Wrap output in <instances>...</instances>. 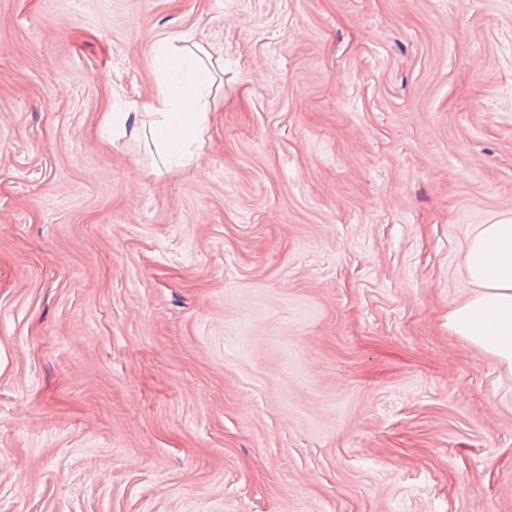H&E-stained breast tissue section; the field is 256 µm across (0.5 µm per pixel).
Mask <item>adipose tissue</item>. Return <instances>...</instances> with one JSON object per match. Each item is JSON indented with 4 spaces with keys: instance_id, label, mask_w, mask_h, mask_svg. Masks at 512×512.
Masks as SVG:
<instances>
[{
    "instance_id": "1",
    "label": "adipose tissue",
    "mask_w": 512,
    "mask_h": 512,
    "mask_svg": "<svg viewBox=\"0 0 512 512\" xmlns=\"http://www.w3.org/2000/svg\"><path fill=\"white\" fill-rule=\"evenodd\" d=\"M168 80L151 109L159 119L153 132L164 148V162L180 166L188 147L206 127L205 91L215 82L210 53L165 37L154 44ZM461 265L472 286L467 300L448 314V326L494 357L512 374V217L483 224L469 236Z\"/></svg>"
}]
</instances>
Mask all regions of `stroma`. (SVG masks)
<instances>
[{
	"instance_id": "1",
	"label": "stroma",
	"mask_w": 512,
	"mask_h": 512,
	"mask_svg": "<svg viewBox=\"0 0 512 512\" xmlns=\"http://www.w3.org/2000/svg\"><path fill=\"white\" fill-rule=\"evenodd\" d=\"M219 58L148 128L155 40ZM512 216V0H0V512H512L448 327ZM182 41L183 37H165L155 42V57L166 65L168 80L156 101L146 106V113L160 115L152 127L163 145L164 163L176 167L184 164L187 148L202 140L205 90L216 81L211 54L199 45H180Z\"/></svg>"
}]
</instances>
